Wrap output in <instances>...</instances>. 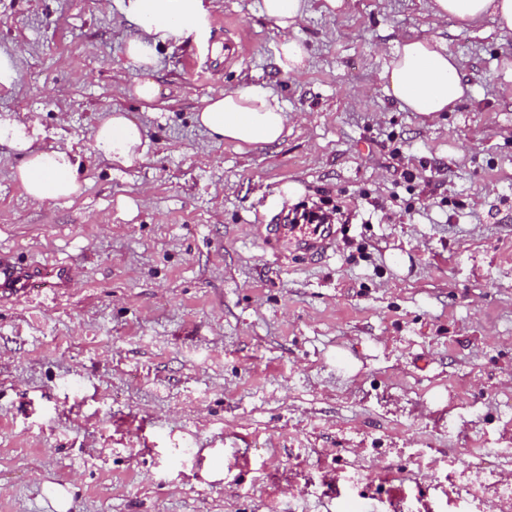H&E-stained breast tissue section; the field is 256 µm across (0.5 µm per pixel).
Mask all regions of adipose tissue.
I'll return each instance as SVG.
<instances>
[{
  "label": "adipose tissue",
  "instance_id": "ef3b65f1",
  "mask_svg": "<svg viewBox=\"0 0 512 512\" xmlns=\"http://www.w3.org/2000/svg\"><path fill=\"white\" fill-rule=\"evenodd\" d=\"M113 4L138 29L125 48L127 58L144 73L134 94L142 101H153L160 88L151 77L156 55L149 43L196 27L202 17L201 0H113ZM311 4L312 0H262L263 14L283 33L276 50L282 72L296 73L306 65V47L287 32L297 29ZM427 6L434 17H449L462 25L492 16L500 34L512 35V0H428ZM380 77L400 109L425 116L453 110L469 89L458 58L435 39L407 38L397 43ZM196 121L211 137L243 148L280 143L287 116L272 92L245 87L208 97ZM38 135V128L0 119V148L22 155L14 176L26 194L38 201L81 194L74 155L61 149H37ZM94 146L102 159L125 168L142 163L147 152L142 128L120 111L97 124Z\"/></svg>",
  "mask_w": 512,
  "mask_h": 512
}]
</instances>
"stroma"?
Masks as SVG:
<instances>
[{
    "instance_id": "35a3bbf8",
    "label": "stroma",
    "mask_w": 512,
    "mask_h": 512,
    "mask_svg": "<svg viewBox=\"0 0 512 512\" xmlns=\"http://www.w3.org/2000/svg\"><path fill=\"white\" fill-rule=\"evenodd\" d=\"M102 2L0 0V116L87 182L32 201L0 150V264L48 272L0 290V512H57L58 488L68 512H503L473 481H512V37L349 0L312 10L287 76L261 0H204L201 30L156 47L148 103L136 29ZM405 36L459 58L455 111L387 95L381 50ZM245 85L283 103L279 144L197 125ZM115 110L145 131L137 167L95 152ZM336 207L321 254L298 244L309 228L269 230Z\"/></svg>"
}]
</instances>
